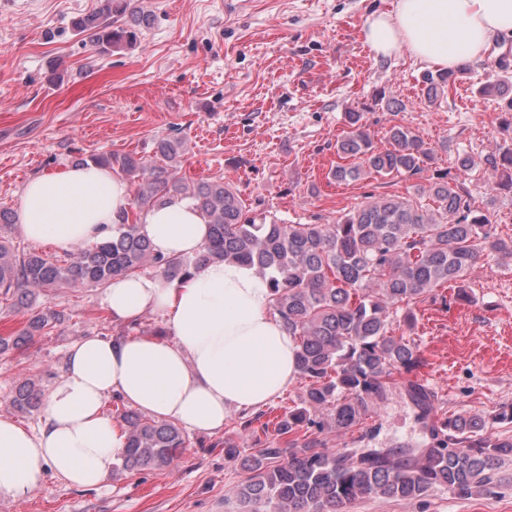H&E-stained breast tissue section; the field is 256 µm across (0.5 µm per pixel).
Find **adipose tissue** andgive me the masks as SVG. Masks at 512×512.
Masks as SVG:
<instances>
[{
	"label": "adipose tissue",
	"mask_w": 512,
	"mask_h": 512,
	"mask_svg": "<svg viewBox=\"0 0 512 512\" xmlns=\"http://www.w3.org/2000/svg\"><path fill=\"white\" fill-rule=\"evenodd\" d=\"M497 35L512 36V0H395L392 11L364 24L375 56L403 53L440 71L482 58ZM130 198L109 168L71 166L24 187L17 222L27 239L70 250L111 235ZM141 232L163 254L191 256L209 228L189 202L175 201L144 214ZM103 302L121 320L159 313L173 341L93 336L72 345L39 430L0 416V496L23 498L49 473L77 486L100 484L125 447L103 414L107 396L216 432L229 413L265 407L298 377L295 342L270 311L266 279L250 266L217 260L174 283L120 277Z\"/></svg>",
	"instance_id": "1"
}]
</instances>
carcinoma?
Returning a JSON list of instances; mask_svg holds the SVG:
<instances>
[{
  "label": "carcinoma",
  "mask_w": 512,
  "mask_h": 512,
  "mask_svg": "<svg viewBox=\"0 0 512 512\" xmlns=\"http://www.w3.org/2000/svg\"><path fill=\"white\" fill-rule=\"evenodd\" d=\"M152 22L151 14L131 0H102L99 10L78 19L75 28L109 52L133 44ZM459 74L425 73L429 101L444 95ZM481 93L499 97L512 110V79L484 86ZM362 118L357 110L345 113V133L336 149L354 162L332 168V180L415 176L434 163L436 148L405 125L391 126L389 147L375 148ZM183 151L184 141L170 136L156 142L160 162L155 164L132 152L91 158L135 183V206L110 239L63 260L18 254L0 239V295L29 311L21 330L0 336V350H22L60 320L55 311L33 307L39 295L63 286L107 285L147 269L174 281L209 262L233 259L267 278L272 314L296 343L299 378L305 382L300 404L275 422L260 424L263 431L274 427L285 442H269L242 458L251 473L237 489L246 512H342L360 497L416 499L434 486L471 496L490 485L499 465L512 459V439L484 436L486 424L478 415L440 414L435 393L415 380L402 386L416 419L428 430L425 448L330 451L316 437L327 428L346 433L362 425L387 401L394 372L408 374L419 367L417 347L393 335L391 308L434 300L436 288L464 282L481 253L512 260V238L492 231L488 216L471 206L464 184L439 174L418 188L430 205L378 197L331 224H279L248 208L221 179L187 182L179 170ZM484 163L499 176L496 189L512 190V141ZM173 199L193 202L210 226L208 241L192 257L162 255L140 232L138 217ZM42 402L40 390L27 379L17 385L11 404L30 413ZM321 409L328 410L327 417L316 415ZM115 412L126 436L124 471L165 469L186 447L182 429L173 422L118 405ZM303 428L311 436L300 443L297 434Z\"/></svg>",
  "instance_id": "carcinoma-1"
}]
</instances>
